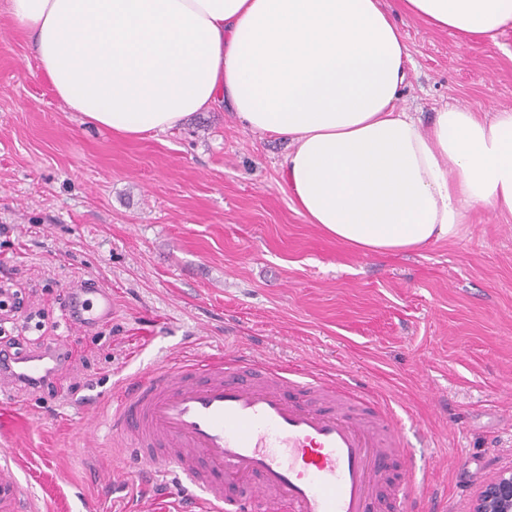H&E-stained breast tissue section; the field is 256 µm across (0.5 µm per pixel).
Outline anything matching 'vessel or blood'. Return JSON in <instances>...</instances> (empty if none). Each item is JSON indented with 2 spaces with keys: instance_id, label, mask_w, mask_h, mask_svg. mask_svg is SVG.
Wrapping results in <instances>:
<instances>
[{
  "instance_id": "1",
  "label": "vessel or blood",
  "mask_w": 512,
  "mask_h": 512,
  "mask_svg": "<svg viewBox=\"0 0 512 512\" xmlns=\"http://www.w3.org/2000/svg\"><path fill=\"white\" fill-rule=\"evenodd\" d=\"M67 319L87 326L112 315V294L68 289ZM64 352L15 355L0 366L45 378ZM109 424L144 475H175L181 498L202 497L209 512H371L385 461L402 441L378 402L347 381H298L258 359L194 358L130 378ZM0 512H38L10 464H0Z\"/></svg>"
}]
</instances>
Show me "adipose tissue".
<instances>
[{
    "label": "adipose tissue",
    "mask_w": 512,
    "mask_h": 512,
    "mask_svg": "<svg viewBox=\"0 0 512 512\" xmlns=\"http://www.w3.org/2000/svg\"><path fill=\"white\" fill-rule=\"evenodd\" d=\"M462 38H495L512 0H401ZM38 69L86 122L127 138L230 105L287 141L309 223L363 252L456 238L479 204L512 214V108L400 110L412 63L382 0H7Z\"/></svg>",
    "instance_id": "obj_1"
}]
</instances>
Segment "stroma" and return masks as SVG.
Returning <instances> with one entry per match:
<instances>
[{"label":"stroma","mask_w":512,"mask_h":512,"mask_svg":"<svg viewBox=\"0 0 512 512\" xmlns=\"http://www.w3.org/2000/svg\"><path fill=\"white\" fill-rule=\"evenodd\" d=\"M397 14L412 56L399 100L512 107V24L460 40ZM283 140L230 108L127 139L84 123L39 72L0 0V281L45 313L28 349L62 341L55 394L0 386V449L41 512H191L173 478L145 483L106 418L123 380L183 359L252 353L352 381L408 446L415 512H470L512 466V215L475 207L457 238L364 254L326 236L284 190ZM110 289L96 330L67 288Z\"/></svg>","instance_id":"obj_1"}]
</instances>
